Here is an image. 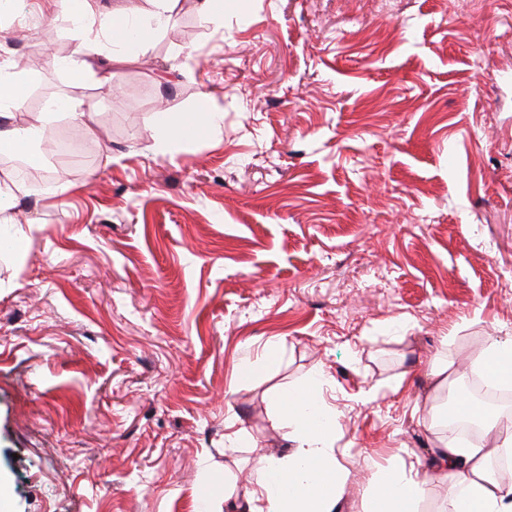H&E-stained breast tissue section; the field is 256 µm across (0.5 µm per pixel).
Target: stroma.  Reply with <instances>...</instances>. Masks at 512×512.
Here are the masks:
<instances>
[{"mask_svg":"<svg viewBox=\"0 0 512 512\" xmlns=\"http://www.w3.org/2000/svg\"><path fill=\"white\" fill-rule=\"evenodd\" d=\"M178 0L115 93L52 64L83 22L0 9V57L82 124L56 197L0 252V484L12 512H199L282 446L274 391L315 373L362 512L382 468L430 466L437 361L512 338V0ZM218 126L179 140L159 112ZM277 345L275 361L265 359ZM260 362L234 384L242 358ZM243 437L229 441V428ZM57 112L44 113L43 123L39 129V133L46 132L49 122L57 114H63L73 121L85 123L90 118V112L77 111L75 103L70 98H60L54 102ZM54 113V114H52Z\"/></svg>","mask_w":512,"mask_h":512,"instance_id":"stroma-1","label":"stroma"}]
</instances>
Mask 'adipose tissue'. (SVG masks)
Segmentation results:
<instances>
[{
	"instance_id": "1",
	"label": "adipose tissue",
	"mask_w": 512,
	"mask_h": 512,
	"mask_svg": "<svg viewBox=\"0 0 512 512\" xmlns=\"http://www.w3.org/2000/svg\"><path fill=\"white\" fill-rule=\"evenodd\" d=\"M149 2L154 22L142 20L140 0H126L112 17L113 25L135 30V44L143 51L152 45L157 18L173 7L172 0ZM75 36L85 47L84 57L65 62V69L74 80L90 78L103 92H113L111 69L97 63L102 54L99 40L81 26ZM477 365L491 382L511 384L512 339L490 342ZM325 384L319 376L304 390L276 396L275 424L290 448L260 457L244 494H237L235 482L225 481L226 512H338L347 475L336 462V412L322 398ZM483 431L493 439V447L465 446L450 438L436 445L435 478L448 485L450 512H459L465 504L472 512H512V482L500 481L491 469L492 459L512 447V424L490 419ZM425 490L426 481L416 468L380 470L365 512H417Z\"/></svg>"
}]
</instances>
